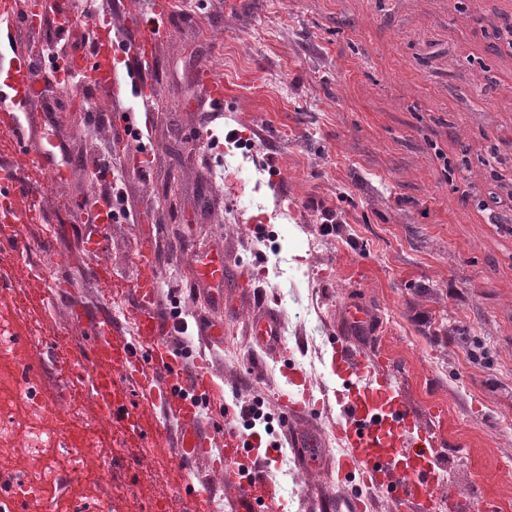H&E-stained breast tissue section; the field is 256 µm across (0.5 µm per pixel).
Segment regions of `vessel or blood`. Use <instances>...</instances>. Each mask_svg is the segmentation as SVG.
Returning a JSON list of instances; mask_svg holds the SVG:
<instances>
[{
    "mask_svg": "<svg viewBox=\"0 0 512 512\" xmlns=\"http://www.w3.org/2000/svg\"><path fill=\"white\" fill-rule=\"evenodd\" d=\"M117 57L111 39H99L90 53L70 57L58 82L65 88L78 84L94 92H118ZM36 87L34 68L27 59H17L0 75V130L13 133L20 142L25 135L19 112ZM133 288L139 307L137 334L145 340V348L120 336L111 312L104 311L93 323L87 352L65 358L63 370L72 379L89 380L102 416L119 423L124 432L139 435L141 416L115 394L120 376L135 379L146 404L162 402L180 421L184 459L211 457L215 469L240 485L241 512H275L276 491L264 479L265 463L251 457L238 432L219 420L201 431L198 416L217 382L203 367L185 378L182 353L164 339L165 325L155 314L158 283L150 266L142 267ZM334 365L351 381L341 399L338 436L347 453L339 461V471H359L395 504L421 512L440 466V451L423 418L406 397L395 394L387 371L378 364L366 365L348 341L337 342Z\"/></svg>",
    "mask_w": 512,
    "mask_h": 512,
    "instance_id": "vessel-or-blood-1",
    "label": "vessel or blood"
}]
</instances>
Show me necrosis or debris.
Here are the masks:
<instances>
[{"instance_id":"4bbe7bcc","label":"necrosis or debris","mask_w":512,"mask_h":512,"mask_svg":"<svg viewBox=\"0 0 512 512\" xmlns=\"http://www.w3.org/2000/svg\"><path fill=\"white\" fill-rule=\"evenodd\" d=\"M27 342L18 326L0 317V512H32L54 494L66 472L82 458L70 451L74 437L49 425L72 420L65 396L46 401L24 358Z\"/></svg>"}]
</instances>
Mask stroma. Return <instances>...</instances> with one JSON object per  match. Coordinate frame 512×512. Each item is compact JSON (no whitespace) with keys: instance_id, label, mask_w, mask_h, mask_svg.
<instances>
[{"instance_id":"35a3bbf8","label":"stroma","mask_w":512,"mask_h":512,"mask_svg":"<svg viewBox=\"0 0 512 512\" xmlns=\"http://www.w3.org/2000/svg\"><path fill=\"white\" fill-rule=\"evenodd\" d=\"M153 0H70L74 21L23 30L0 15V69L13 51L42 66L49 53L91 48L88 14L126 46L130 22ZM147 35L155 98L39 88L20 120L31 153L0 133V162L18 167L28 251L0 250V311L33 340L26 354L46 398L64 390L52 354L78 351L106 299L93 273L126 283L110 305L136 337L132 285L143 265L158 275L161 320L186 334L168 341L184 368L205 359L227 400L259 399L281 420L289 369L302 371L314 409L297 414L318 460L283 443L267 470L279 512H347L358 481L339 477L342 419L330 370L332 341L358 301L370 326L351 345L382 361L397 392L425 419L442 450L443 489L473 502L491 496L512 512V0H185ZM224 84V107L212 81ZM131 113L139 138L110 155L113 114ZM242 152L261 177L225 169ZM119 174L130 211L89 220L102 191L93 159ZM260 206L224 221L237 198ZM336 228L320 230L324 211ZM52 224L55 236L44 226ZM318 249H310V240ZM224 274H201L210 260ZM202 297H195V290ZM43 291L27 306L24 291ZM289 322L282 352L254 337L266 310ZM127 406L145 414V437L108 428L90 392L76 398L91 431L83 469L69 472L75 512H196L184 480L214 488L209 512H235L239 489L205 462L178 460L180 423L145 407L127 382ZM107 486L84 496L92 476Z\"/></svg>"}]
</instances>
